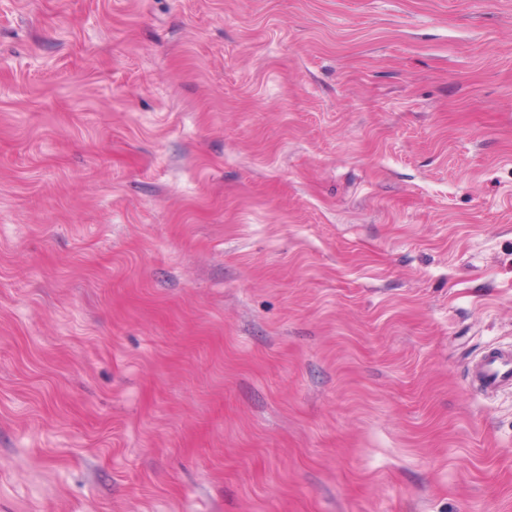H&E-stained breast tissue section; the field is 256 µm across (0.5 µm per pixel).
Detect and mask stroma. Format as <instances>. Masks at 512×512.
Returning <instances> with one entry per match:
<instances>
[{
  "mask_svg": "<svg viewBox=\"0 0 512 512\" xmlns=\"http://www.w3.org/2000/svg\"><path fill=\"white\" fill-rule=\"evenodd\" d=\"M512 0H0V512H512ZM471 379L486 394H493L512 386V347L492 348L474 361L470 368Z\"/></svg>",
  "mask_w": 512,
  "mask_h": 512,
  "instance_id": "35a3bbf8",
  "label": "stroma"
}]
</instances>
